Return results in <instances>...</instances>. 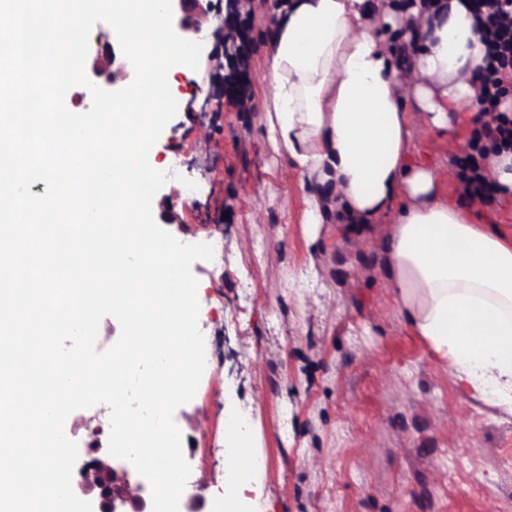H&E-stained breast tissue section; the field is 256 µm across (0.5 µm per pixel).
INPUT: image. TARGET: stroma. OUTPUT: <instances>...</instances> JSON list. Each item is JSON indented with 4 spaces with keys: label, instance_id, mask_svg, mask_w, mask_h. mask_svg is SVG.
<instances>
[{
    "label": "stroma",
    "instance_id": "35a3bbf8",
    "mask_svg": "<svg viewBox=\"0 0 512 512\" xmlns=\"http://www.w3.org/2000/svg\"><path fill=\"white\" fill-rule=\"evenodd\" d=\"M283 2L257 0L249 21L248 111L205 98L223 78L210 57L224 52L216 22L205 23L198 70L168 74L179 110L150 159L170 175L154 219L169 216L182 243L215 248L191 266L210 360L174 414L185 489L209 505L233 492L237 512H512V413L471 398L407 322L384 260L389 217L352 224L336 207L306 222L319 188L274 149L262 121ZM368 2L362 29L386 47L403 41L407 0ZM449 122L454 147L412 125L411 163L440 166L449 205L511 235V197L462 204L455 160L476 122ZM231 415L248 423L234 441ZM236 441L263 461L239 487L228 457Z\"/></svg>",
    "mask_w": 512,
    "mask_h": 512
}]
</instances>
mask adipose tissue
<instances>
[{"instance_id": "ef3b65f1", "label": "adipose tissue", "mask_w": 512, "mask_h": 512, "mask_svg": "<svg viewBox=\"0 0 512 512\" xmlns=\"http://www.w3.org/2000/svg\"><path fill=\"white\" fill-rule=\"evenodd\" d=\"M364 0H287L270 34L267 126L303 174L337 188L348 215L399 212L387 247L391 283L411 327L469 394L512 409V238L469 223L431 165L410 166L412 114L392 56L359 29ZM414 96L434 126L477 111L483 46L465 0L415 5Z\"/></svg>"}]
</instances>
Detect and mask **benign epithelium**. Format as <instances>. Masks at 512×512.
<instances>
[{
	"label": "benign epithelium",
	"mask_w": 512,
	"mask_h": 512,
	"mask_svg": "<svg viewBox=\"0 0 512 512\" xmlns=\"http://www.w3.org/2000/svg\"><path fill=\"white\" fill-rule=\"evenodd\" d=\"M254 0H226L224 19L226 33L237 43L248 39V32L240 28L241 17L253 9ZM212 13V0H173V28L188 40H194ZM232 69L224 79V86L209 92L204 104L214 97H228L243 102L250 59L245 51L230 60ZM131 62L110 36H100L89 48L85 70L97 80L96 86L113 91L129 77ZM91 459L80 469L79 479L72 483L75 495L91 502L93 512H152L148 481L132 474L128 464L112 457L96 445V432H88Z\"/></svg>",
	"instance_id": "1"
}]
</instances>
